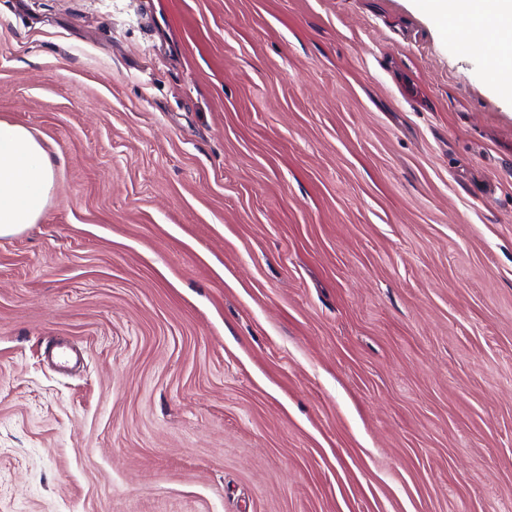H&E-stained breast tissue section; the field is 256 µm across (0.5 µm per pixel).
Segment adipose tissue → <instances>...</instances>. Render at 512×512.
Returning a JSON list of instances; mask_svg holds the SVG:
<instances>
[{"label":"adipose tissue","mask_w":512,"mask_h":512,"mask_svg":"<svg viewBox=\"0 0 512 512\" xmlns=\"http://www.w3.org/2000/svg\"><path fill=\"white\" fill-rule=\"evenodd\" d=\"M443 18L472 20L468 44L479 48L490 78L512 80V0H426ZM55 191L46 149L27 128L0 120V238L38 223Z\"/></svg>","instance_id":"obj_1"}]
</instances>
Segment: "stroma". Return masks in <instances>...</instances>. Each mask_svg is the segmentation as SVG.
Masks as SVG:
<instances>
[{
  "label": "stroma",
  "mask_w": 512,
  "mask_h": 512,
  "mask_svg": "<svg viewBox=\"0 0 512 512\" xmlns=\"http://www.w3.org/2000/svg\"><path fill=\"white\" fill-rule=\"evenodd\" d=\"M0 119V512H512V95L423 0H0ZM55 191L46 149L27 128L0 120V238L37 224Z\"/></svg>",
  "instance_id": "35a3bbf8"
}]
</instances>
